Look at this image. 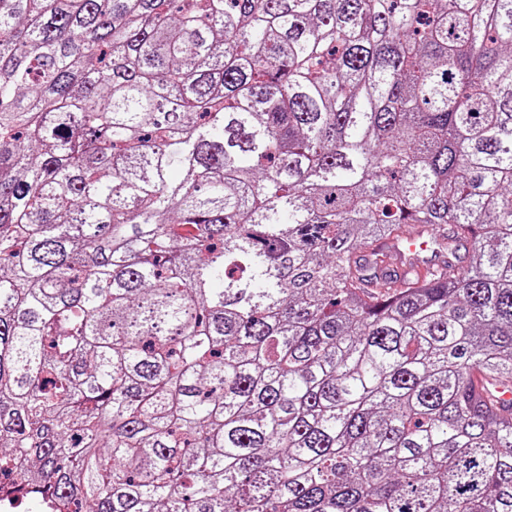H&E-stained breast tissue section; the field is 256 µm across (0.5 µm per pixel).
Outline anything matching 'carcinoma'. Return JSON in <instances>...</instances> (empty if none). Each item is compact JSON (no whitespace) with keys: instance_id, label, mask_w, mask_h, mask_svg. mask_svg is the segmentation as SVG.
Returning <instances> with one entry per match:
<instances>
[{"instance_id":"1","label":"carcinoma","mask_w":512,"mask_h":512,"mask_svg":"<svg viewBox=\"0 0 512 512\" xmlns=\"http://www.w3.org/2000/svg\"><path fill=\"white\" fill-rule=\"evenodd\" d=\"M500 386L512 0H0L4 488L512 512Z\"/></svg>"}]
</instances>
